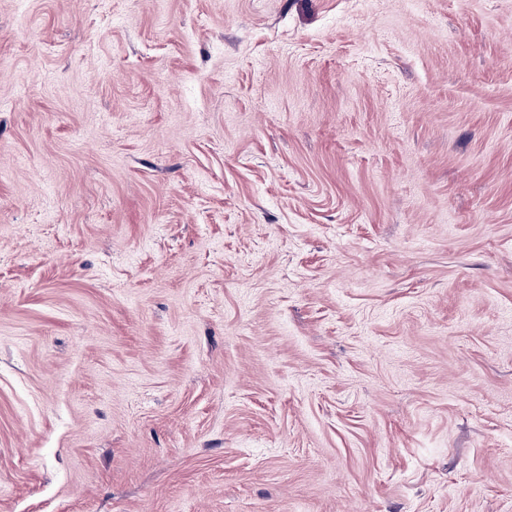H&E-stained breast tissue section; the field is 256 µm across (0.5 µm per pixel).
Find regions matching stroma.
<instances>
[{"label":"stroma","instance_id":"35a3bbf8","mask_svg":"<svg viewBox=\"0 0 512 512\" xmlns=\"http://www.w3.org/2000/svg\"><path fill=\"white\" fill-rule=\"evenodd\" d=\"M0 512H512V0H0Z\"/></svg>","mask_w":512,"mask_h":512}]
</instances>
